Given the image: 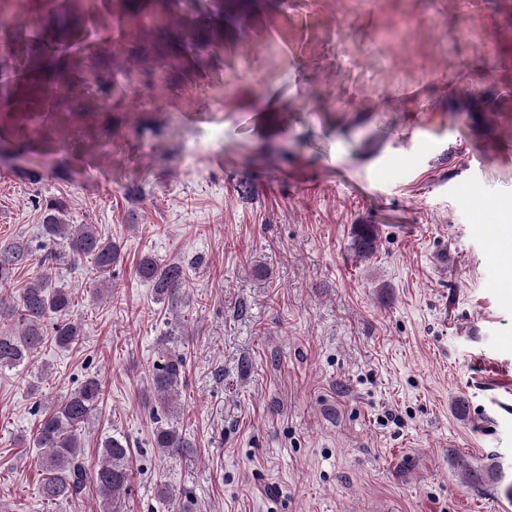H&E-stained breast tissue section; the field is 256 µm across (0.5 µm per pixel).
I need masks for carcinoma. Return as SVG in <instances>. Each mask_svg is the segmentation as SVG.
<instances>
[{
    "label": "carcinoma",
    "instance_id": "carcinoma-1",
    "mask_svg": "<svg viewBox=\"0 0 512 512\" xmlns=\"http://www.w3.org/2000/svg\"><path fill=\"white\" fill-rule=\"evenodd\" d=\"M122 15L136 20L150 15L154 22L147 30L156 39L172 41L169 27L168 0H118ZM82 0H62L54 25L65 28L79 20ZM31 74L42 87H60L65 83L67 64L59 40L45 39L30 44ZM44 241L60 242L62 254L48 253L41 257L33 254L30 243L24 240L0 243V284L12 281L15 273L27 265L38 262L40 273L35 280L21 289L12 301L0 298V318L7 317L20 325V332L0 336V370L21 366L30 355L51 343L62 351L76 347L83 339L81 325L71 318L70 292L62 287H49L54 265L65 258L73 267H84L88 281L94 286L93 295L99 297L103 287L112 281L113 269L120 263L119 246L103 235L95 224H68L65 205L61 201L46 204L39 227ZM377 243L375 229L369 224L356 227L353 249L367 256ZM136 276L149 283L159 301L174 302L183 295L188 270L176 260H161L146 256L136 266ZM185 358L182 353L167 349L162 353L151 376L149 405L152 415L158 411L175 417L171 404L183 383ZM103 397V385L96 376L85 378L81 384L60 399L51 408L41 409L35 444L41 450L39 467L43 477L38 494L44 503H56L80 495L84 490L95 491L103 500L102 512H123L125 498L130 491L131 444L119 434L103 441L101 463L87 472L81 462L82 430ZM151 447L161 454H173L190 447L183 431L176 424L160 418L152 432Z\"/></svg>",
    "mask_w": 512,
    "mask_h": 512
}]
</instances>
